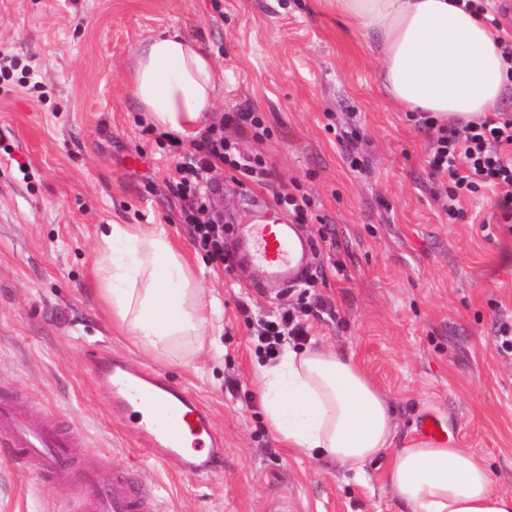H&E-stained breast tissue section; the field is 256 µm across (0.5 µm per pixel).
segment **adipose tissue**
Wrapping results in <instances>:
<instances>
[{
    "instance_id": "adipose-tissue-1",
    "label": "adipose tissue",
    "mask_w": 512,
    "mask_h": 512,
    "mask_svg": "<svg viewBox=\"0 0 512 512\" xmlns=\"http://www.w3.org/2000/svg\"><path fill=\"white\" fill-rule=\"evenodd\" d=\"M355 30L374 34L380 81L393 101L462 126L494 112L508 81L498 36L455 0H328ZM221 78L212 58L176 32L139 47L130 90L152 126L197 134L214 109ZM96 291L116 323L145 352L205 336V291L164 228L109 224L101 235ZM257 382L266 419L285 448L318 452L364 479L389 454L386 483L407 512H512L486 464L466 448L414 439L396 445L390 406L353 355L288 351Z\"/></svg>"
}]
</instances>
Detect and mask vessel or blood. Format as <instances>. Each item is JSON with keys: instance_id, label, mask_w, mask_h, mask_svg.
<instances>
[{"instance_id": "obj_1", "label": "vessel or blood", "mask_w": 512, "mask_h": 512, "mask_svg": "<svg viewBox=\"0 0 512 512\" xmlns=\"http://www.w3.org/2000/svg\"><path fill=\"white\" fill-rule=\"evenodd\" d=\"M234 234L238 245L233 262L253 266L267 282L285 288L306 281L317 244L292 218L265 212L256 223L237 225ZM95 374L107 382L108 406L124 412L150 458L181 459L192 474L223 469L222 453L199 462L188 455L214 436L211 419L192 392L105 352L96 359ZM0 445L33 465L50 491L79 484L83 512H160L157 497L139 488L129 473L111 461L78 470L77 461L86 446L80 429L44 420L6 398L0 399Z\"/></svg>"}]
</instances>
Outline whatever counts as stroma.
Returning <instances> with one entry per match:
<instances>
[{"label":"stroma","mask_w":512,"mask_h":512,"mask_svg":"<svg viewBox=\"0 0 512 512\" xmlns=\"http://www.w3.org/2000/svg\"><path fill=\"white\" fill-rule=\"evenodd\" d=\"M166 30L196 41L224 73L209 126L251 109L268 128L238 136L271 168L268 185L199 180L225 250L252 201L299 189L332 232L306 286L258 288L250 267L214 269L196 248L177 186L191 142L161 138L129 89L134 50ZM0 50L27 70L25 86H0V391L81 429L80 468L112 460L162 512H405L385 485L387 456L361 481L283 448L268 428L254 329L299 306L306 346L354 355L393 406L397 440L420 438L434 414L446 442L474 451L494 488L512 492V354L496 346L498 326L512 323V262L502 259L512 225L490 191L457 220L440 209L447 182L426 163L432 133L388 99L372 38L318 0H0ZM112 222L164 226L218 303L216 348L156 358L107 319L93 266ZM102 348L197 397L223 444L222 472L200 480L176 461L147 463L92 371ZM0 512L80 505L0 452Z\"/></svg>","instance_id":"stroma-1"}]
</instances>
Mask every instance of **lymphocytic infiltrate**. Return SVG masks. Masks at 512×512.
<instances>
[{"label":"lymphocytic infiltrate","mask_w":512,"mask_h":512,"mask_svg":"<svg viewBox=\"0 0 512 512\" xmlns=\"http://www.w3.org/2000/svg\"><path fill=\"white\" fill-rule=\"evenodd\" d=\"M425 128L435 130L428 154V166L434 176L448 180L443 205L449 219L463 215L464 199L492 186L499 192L501 217L512 222V119H484L452 127L434 116L423 118ZM193 162L185 167L181 182L182 196L190 204L184 221L190 224L196 247L217 269H229L231 259L224 249V227L206 216V200L193 182L197 173L218 167L237 172L246 179L265 181L269 170L261 157L243 153L236 138L226 132L201 137L193 142ZM306 334L294 311L283 310L258 324V349L267 359L277 358L290 341L303 340Z\"/></svg>","instance_id":"f902f5d3"}]
</instances>
